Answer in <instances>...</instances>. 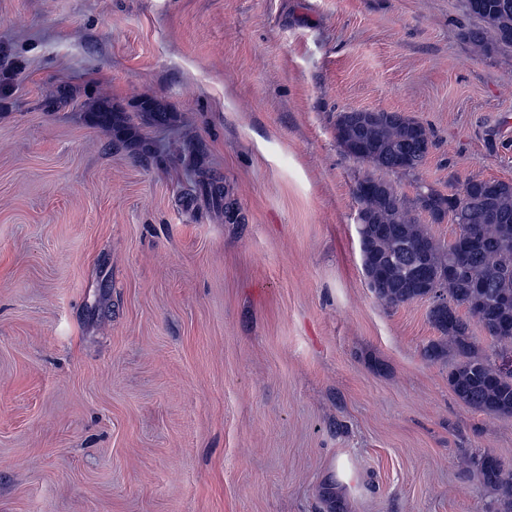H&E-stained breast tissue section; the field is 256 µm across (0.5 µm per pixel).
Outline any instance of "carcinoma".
Returning a JSON list of instances; mask_svg holds the SVG:
<instances>
[{"label":"carcinoma","mask_w":512,"mask_h":512,"mask_svg":"<svg viewBox=\"0 0 512 512\" xmlns=\"http://www.w3.org/2000/svg\"><path fill=\"white\" fill-rule=\"evenodd\" d=\"M468 15L478 24L463 29L473 53L485 57L512 50V0H465ZM336 141L349 157L375 169L413 175L423 165L433 142L426 127L401 112L380 111L365 125L355 112L336 116ZM202 196L224 210L229 224L244 221L225 186L213 176L198 173ZM435 206L426 208L420 197L408 200L393 185L374 175L357 180L354 194L360 205L361 235L371 262H362L368 286L382 303L397 306L418 299L432 301L430 319L444 337L425 349L432 359L446 354L455 359L448 384L465 404L492 416H512V351L498 359L479 355L469 325L459 315L465 310L477 319L488 338L506 348L512 346V182L469 179L457 193L445 194L430 185ZM425 212L435 223L451 217L469 232L471 246L457 273L440 274L457 260L456 246L440 245L416 212ZM437 279L446 294L425 296L413 286L415 275ZM487 486L498 492L500 512H512V470L498 456L485 450L468 459Z\"/></svg>","instance_id":"obj_1"}]
</instances>
